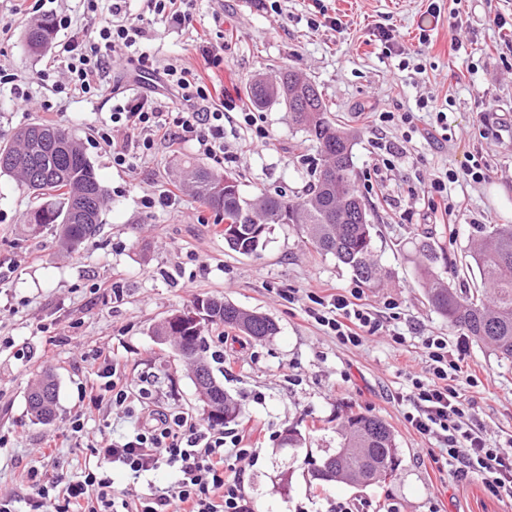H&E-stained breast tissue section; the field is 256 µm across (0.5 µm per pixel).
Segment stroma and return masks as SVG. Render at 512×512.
<instances>
[{"mask_svg":"<svg viewBox=\"0 0 512 512\" xmlns=\"http://www.w3.org/2000/svg\"><path fill=\"white\" fill-rule=\"evenodd\" d=\"M318 1L341 21L339 31L308 28ZM440 6L441 17L433 19L426 15L427 0H188L190 22L179 26L146 12L143 0H127L128 12L143 19L140 50L160 64L207 69L208 83L223 89L224 160L212 168L237 174L244 196H300L319 162L316 143L283 108L265 110L267 140L256 139L242 122L241 113L253 109L247 90L256 75L282 67L302 73L333 115L356 131V179L373 181L361 196L373 219L374 255L386 273L380 287L364 289L363 299L376 308L394 303L395 317L390 333L353 348L305 312L317 284H331L340 294L359 286L349 268L321 254L292 224L272 225L252 254L230 251L223 214L186 190L175 207L145 208L144 196L180 183L175 158L200 159L198 144L160 146L137 159L132 171L114 167L93 130L108 120L116 99L139 90L128 76L126 52L113 55L111 77L97 97L53 95L42 79L46 56L25 45L31 15L16 13L14 0H0V27L6 29L0 65L17 73L31 96L28 107L18 108L11 86L0 85V145L32 123L64 127L109 192L98 235L67 253L54 232L27 231L23 215L32 199L15 179L0 176V495L26 498L14 484L15 471L79 470L91 461L93 445L132 429L133 419L105 401L86 413L77 442L46 445L77 411L83 386L95 379L98 348L112 349L130 382L148 379L151 405L202 416L187 365L155 329L196 299L218 297L266 314L278 327L260 342L223 325L204 332L214 374L238 401L236 423L253 429L247 491L254 512H327L330 503L346 500L365 512H512V500L493 498L476 478L452 473L439 442L411 428L406 405L397 401L408 392L410 375L425 366L423 339L442 336L461 344L465 370L482 381L464 396L488 440L512 437V363L474 340L459 343L460 329L432 309L417 268V248L426 241L445 256L439 271L450 286H474L466 265L475 225L512 224V129L479 135L481 122L512 121V32L487 23L494 13L512 18V0H440ZM454 9L469 30L458 50L447 19ZM379 26L397 31V54L385 55L372 42ZM423 33L431 45L420 55ZM202 37L223 45V65L205 68L196 49ZM427 98L447 112L451 142L427 135L431 117L419 107ZM485 98L494 100L493 112L483 113ZM46 102L53 113L44 112ZM362 112L414 113L418 131L371 130L359 121ZM475 148L490 177L479 185L449 184V199L467 204L451 229L429 215L423 192L430 178L459 169ZM388 149L393 165L374 177L375 160ZM112 279L121 296L95 291V283ZM395 332L405 336L404 344L393 342ZM45 368L59 382L56 417L48 425L33 423L26 406ZM352 411L390 425L400 466L382 484L317 488L312 472L338 448V431ZM289 430L296 440L282 444Z\"/></svg>","mask_w":512,"mask_h":512,"instance_id":"obj_1","label":"stroma"}]
</instances>
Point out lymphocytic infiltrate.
Returning <instances> with one entry per match:
<instances>
[{
    "mask_svg": "<svg viewBox=\"0 0 512 512\" xmlns=\"http://www.w3.org/2000/svg\"><path fill=\"white\" fill-rule=\"evenodd\" d=\"M58 29L69 31L46 74L54 79L53 93L93 96L110 76L112 54L135 46L144 36L138 21L126 11V0H112L111 13L95 33L75 24L72 17H55ZM137 78H150L154 94L136 95L112 108L108 123L95 130L97 139L112 155L113 165L127 168L158 146L193 140L212 159L224 157V107L217 104L209 86L194 69L178 64L155 67L147 54H139ZM489 168L482 153L470 155L462 171H448L433 178L424 193L431 213L456 223L463 201H449L448 186L458 180L485 182ZM307 315L328 328L337 340L355 348L364 346L384 327L381 311L362 301L360 289L330 298L312 296ZM425 369L413 376L405 396L409 405L405 420L420 435L436 437L442 453L457 474L475 477L491 496L512 499V438L492 444L484 429L475 424L462 387H479L481 381L465 374L441 336L424 341ZM101 379L85 387L90 404L110 399L124 413H138L131 431L101 442L94 464L73 473L50 474L30 467L19 471L15 483L30 489L29 512H250L245 488L244 463L251 451L242 429H224L176 410L137 402L131 383L118 373L111 350L95 355ZM176 474L172 486L149 495L112 488L109 469L119 467L141 476L160 467Z\"/></svg>",
    "mask_w": 512,
    "mask_h": 512,
    "instance_id": "obj_1",
    "label": "lymphocytic infiltrate"
}]
</instances>
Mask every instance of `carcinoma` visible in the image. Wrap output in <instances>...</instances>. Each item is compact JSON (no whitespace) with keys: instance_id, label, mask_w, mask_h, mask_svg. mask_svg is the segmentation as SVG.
<instances>
[{"instance_id":"1","label":"carcinoma","mask_w":512,"mask_h":512,"mask_svg":"<svg viewBox=\"0 0 512 512\" xmlns=\"http://www.w3.org/2000/svg\"><path fill=\"white\" fill-rule=\"evenodd\" d=\"M54 35L52 19L37 20L26 31L29 52L41 54ZM249 96L260 107L285 108L293 124L319 144L323 163L303 196L290 200L263 194L247 198L233 174L182 161L181 173L191 193L233 223L241 224L239 232L224 236L228 248L243 255L253 253L267 234L259 227L267 228L285 215L288 223L298 225L318 250L349 267L357 279L369 285L381 284L383 271L373 255L374 224L356 189L352 160L355 132L331 118L318 87L289 68L279 70L271 79H255ZM44 131L58 134L59 139L45 137ZM33 173L40 178V186L39 191L30 192L34 199L27 213L30 231L37 234L47 227L54 229L60 246L67 251L94 237L100 229L107 190L69 132L51 125H31L15 133L13 144L0 146V175L17 176L27 187ZM78 200L83 202L84 210L74 212L72 203ZM475 232L470 257L481 287L471 294L450 287L436 271L440 256L427 244L419 250L421 280L428 302L450 326L462 329L500 358L511 360L512 224H478ZM204 303L207 317L202 321L177 328L171 318L158 327L157 336L174 343L191 368L196 389L208 396L214 412L207 414V421L222 423L234 417L238 407L207 362L203 325L232 326L256 341L275 335L277 325L267 315L243 310L227 300L208 297ZM57 399V381L46 371L26 395L32 419L52 422ZM341 438L336 453L312 474L319 483L358 485L363 478L382 482L397 471L398 448L384 420L352 414L341 427Z\"/></svg>"}]
</instances>
